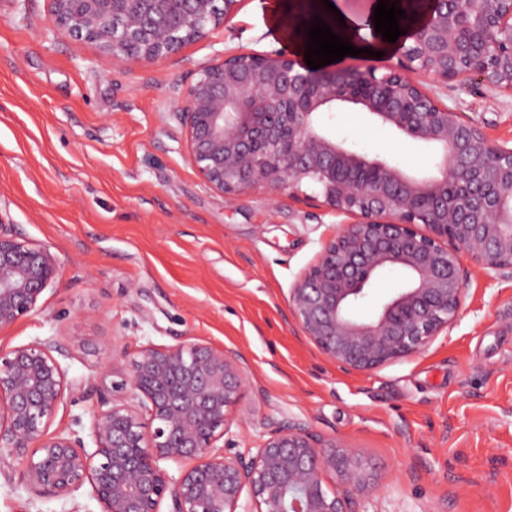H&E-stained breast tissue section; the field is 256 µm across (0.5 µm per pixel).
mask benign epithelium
<instances>
[{
  "mask_svg": "<svg viewBox=\"0 0 512 512\" xmlns=\"http://www.w3.org/2000/svg\"><path fill=\"white\" fill-rule=\"evenodd\" d=\"M237 0H48L61 38L96 45L107 61L165 60L224 21ZM398 0L405 62L375 69H298L286 53L238 54L202 66L175 108L189 159L211 190L233 200L319 190L343 225L289 289L303 333L346 372H368L426 349L466 300L465 261L512 274V147L491 141L411 78H459L512 92V0H431L427 17ZM351 105L439 150L436 174L418 177L328 134L321 114ZM390 269L404 285L375 316L357 309ZM59 275L40 244L0 219V329L33 312ZM53 337L0 350V459L22 461L36 495L89 484L101 512H363L381 473L353 446L300 421L274 427L256 452L214 443L250 387L245 361L207 342L139 346L128 374L100 395L94 451L51 422L74 384ZM163 462L177 464L171 473ZM327 473L336 491L323 489Z\"/></svg>",
  "mask_w": 512,
  "mask_h": 512,
  "instance_id": "7a95c632",
  "label": "benign epithelium"
}]
</instances>
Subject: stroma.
I'll return each mask as SVG.
<instances>
[{
    "mask_svg": "<svg viewBox=\"0 0 512 512\" xmlns=\"http://www.w3.org/2000/svg\"><path fill=\"white\" fill-rule=\"evenodd\" d=\"M272 0H238L223 23L171 59L107 64L95 44L55 36L47 0H0V219L56 256L61 276L37 308L0 329V349L50 336L76 385L52 426L87 436L97 387L142 344L203 340L237 351L251 390L228 442L257 445L304 422L347 442L388 479L366 512H512V276L471 268L464 308L421 353L346 373L288 312V291L351 215L313 188L229 201L192 166L174 109L178 85L238 53L287 51ZM416 81L492 141H512V95L470 82ZM326 128L403 170L431 171L428 145L339 110ZM113 362L112 376L98 373ZM0 463V512H100L89 487L39 497Z\"/></svg>",
    "mask_w": 512,
    "mask_h": 512,
    "instance_id": "1",
    "label": "stroma"
}]
</instances>
